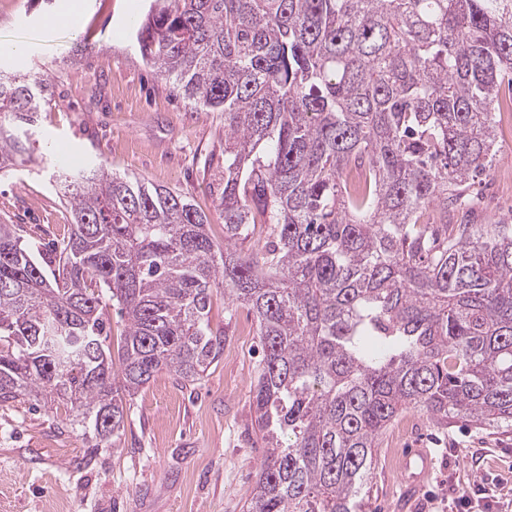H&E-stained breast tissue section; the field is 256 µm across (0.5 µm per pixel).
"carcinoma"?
Masks as SVG:
<instances>
[{
	"label": "carcinoma",
	"instance_id": "carcinoma-1",
	"mask_svg": "<svg viewBox=\"0 0 512 512\" xmlns=\"http://www.w3.org/2000/svg\"><path fill=\"white\" fill-rule=\"evenodd\" d=\"M135 48L224 113V243L170 188L57 168L67 235L45 249L0 224V403L58 401L119 436L155 374L195 382L218 361L220 290L264 349L247 512H364L379 438L408 409L512 427V224L421 221L465 207L498 153L512 0H152ZM48 92L0 77V176L34 162ZM259 225L267 240L240 247Z\"/></svg>",
	"mask_w": 512,
	"mask_h": 512
}]
</instances>
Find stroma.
I'll return each mask as SVG.
<instances>
[{
    "mask_svg": "<svg viewBox=\"0 0 512 512\" xmlns=\"http://www.w3.org/2000/svg\"><path fill=\"white\" fill-rule=\"evenodd\" d=\"M149 0H0V57L6 71L51 78L54 107L38 122L39 164L0 180V222L33 242L62 238L71 222L52 184L60 158L181 193L224 239L213 208L224 160V117L188 105L145 66L133 22ZM469 207L452 224H512V145L466 188ZM211 326L224 351L199 382L158 373L133 398L116 446L97 448L72 429L74 412L0 404V512H246L264 451L252 390L262 350L247 307L213 297ZM426 448L432 473L413 512H512V428L440 426L419 414L412 431L381 439L365 512H399L402 490L388 457Z\"/></svg>",
    "mask_w": 512,
    "mask_h": 512,
    "instance_id": "stroma-1",
    "label": "stroma"
}]
</instances>
